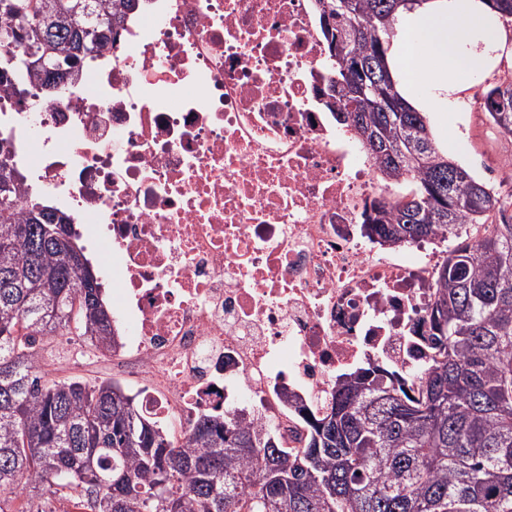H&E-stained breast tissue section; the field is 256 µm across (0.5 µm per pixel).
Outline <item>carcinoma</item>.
<instances>
[{
  "mask_svg": "<svg viewBox=\"0 0 512 512\" xmlns=\"http://www.w3.org/2000/svg\"><path fill=\"white\" fill-rule=\"evenodd\" d=\"M44 2L0 0V38L20 57L52 53L72 77L132 7L90 0L78 28L63 14L42 18ZM317 2L336 123L366 145L384 187L413 185L375 206L365 233L404 246L499 215L437 277L430 361L409 382L378 365L340 377L294 451L225 412L201 416L175 444L118 385L47 384L37 342L73 332L110 351L112 317L73 224L23 205L25 175L0 148V213L22 209L0 224V512H58L60 500L72 512H512V213L437 147L390 75L385 45L399 13L427 0ZM50 79L33 59L0 55V86ZM484 99L490 123L512 137V82Z\"/></svg>",
  "mask_w": 512,
  "mask_h": 512,
  "instance_id": "carcinoma-1",
  "label": "carcinoma"
}]
</instances>
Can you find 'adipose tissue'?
<instances>
[{
  "mask_svg": "<svg viewBox=\"0 0 512 512\" xmlns=\"http://www.w3.org/2000/svg\"><path fill=\"white\" fill-rule=\"evenodd\" d=\"M400 23L404 39L393 42L387 62L402 96L416 110L432 108L416 94L424 63L436 68L440 92L452 96L461 91L466 73L495 62L490 49L500 39V19L483 0H428L423 8L403 12Z\"/></svg>",
  "mask_w": 512,
  "mask_h": 512,
  "instance_id": "obj_1",
  "label": "adipose tissue"
}]
</instances>
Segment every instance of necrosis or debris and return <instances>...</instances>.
I'll list each match as a JSON object with an SVG mask.
<instances>
[{
    "instance_id": "4bbe7bcc",
    "label": "necrosis or debris",
    "mask_w": 512,
    "mask_h": 512,
    "mask_svg": "<svg viewBox=\"0 0 512 512\" xmlns=\"http://www.w3.org/2000/svg\"><path fill=\"white\" fill-rule=\"evenodd\" d=\"M329 72L316 0H136L43 107L0 88L29 192L120 276L114 380L173 435L218 406L296 448L339 375L430 359L447 236L363 234L389 191Z\"/></svg>"
}]
</instances>
